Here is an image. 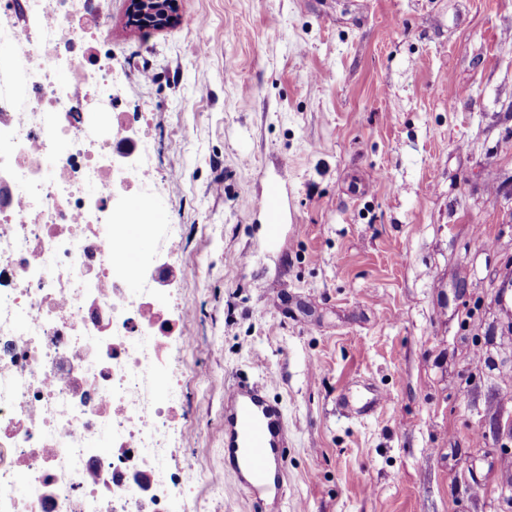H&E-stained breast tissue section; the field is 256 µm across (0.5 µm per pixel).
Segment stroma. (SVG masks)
<instances>
[{
  "mask_svg": "<svg viewBox=\"0 0 512 512\" xmlns=\"http://www.w3.org/2000/svg\"><path fill=\"white\" fill-rule=\"evenodd\" d=\"M128 6L101 0L100 49L166 175L144 258L177 262L168 352L196 339L179 458L223 467L224 392L258 382L281 512H512V0ZM129 16L133 25L137 21L156 26V30L164 29L176 20V3L175 0H131ZM281 193L282 188L278 183L269 185L265 196L260 200L259 207L264 211L268 219V231L272 240L276 239L277 224L281 219Z\"/></svg>",
  "mask_w": 512,
  "mask_h": 512,
  "instance_id": "1",
  "label": "stroma"
}]
</instances>
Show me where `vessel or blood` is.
Listing matches in <instances>:
<instances>
[{
  "label": "vessel or blood",
  "instance_id": "obj_1",
  "mask_svg": "<svg viewBox=\"0 0 512 512\" xmlns=\"http://www.w3.org/2000/svg\"><path fill=\"white\" fill-rule=\"evenodd\" d=\"M281 193L280 184H270L259 203L272 234L281 219ZM287 448L281 409L264 387L244 381L228 387L224 394V470L245 492L251 512H268L270 502L283 497Z\"/></svg>",
  "mask_w": 512,
  "mask_h": 512
}]
</instances>
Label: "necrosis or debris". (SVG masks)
<instances>
[{"instance_id": "1", "label": "necrosis or debris", "mask_w": 512, "mask_h": 512, "mask_svg": "<svg viewBox=\"0 0 512 512\" xmlns=\"http://www.w3.org/2000/svg\"><path fill=\"white\" fill-rule=\"evenodd\" d=\"M97 0H0V512H172L188 471L166 446L185 367L128 279L112 206L157 174L121 127Z\"/></svg>"}]
</instances>
